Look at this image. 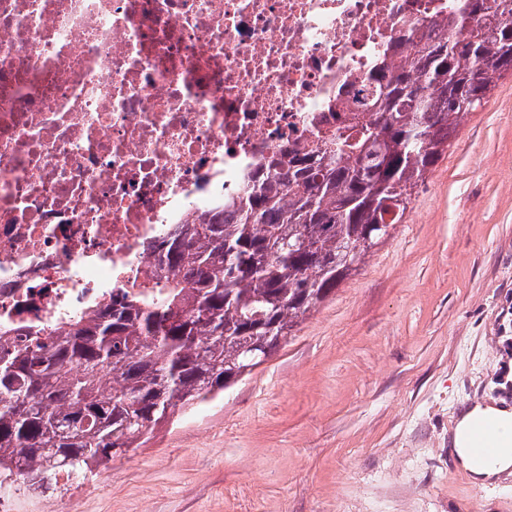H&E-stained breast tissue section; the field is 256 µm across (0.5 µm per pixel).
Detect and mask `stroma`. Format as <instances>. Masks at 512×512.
Listing matches in <instances>:
<instances>
[{
  "label": "stroma",
  "instance_id": "stroma-1",
  "mask_svg": "<svg viewBox=\"0 0 512 512\" xmlns=\"http://www.w3.org/2000/svg\"><path fill=\"white\" fill-rule=\"evenodd\" d=\"M488 396L512 401L511 76L263 364L14 512H512V473L475 486L448 448Z\"/></svg>",
  "mask_w": 512,
  "mask_h": 512
}]
</instances>
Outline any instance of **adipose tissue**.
<instances>
[{
	"instance_id": "1",
	"label": "adipose tissue",
	"mask_w": 512,
	"mask_h": 512,
	"mask_svg": "<svg viewBox=\"0 0 512 512\" xmlns=\"http://www.w3.org/2000/svg\"><path fill=\"white\" fill-rule=\"evenodd\" d=\"M479 422L492 424L496 429L498 450L490 458H480L474 451L470 433ZM453 458L467 472L474 484L487 486L503 473L512 470V404L502 398L490 397L465 406L448 433Z\"/></svg>"
}]
</instances>
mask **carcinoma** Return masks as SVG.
<instances>
[{"label":"carcinoma","instance_id":"cac0c4a2","mask_svg":"<svg viewBox=\"0 0 512 512\" xmlns=\"http://www.w3.org/2000/svg\"><path fill=\"white\" fill-rule=\"evenodd\" d=\"M394 38L355 106L169 233L156 295L0 331V488L49 490L237 383L402 223L463 119L512 74V0H462ZM78 366L72 371V366Z\"/></svg>","mask_w":512,"mask_h":512}]
</instances>
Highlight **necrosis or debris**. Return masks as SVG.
I'll return each mask as SVG.
<instances>
[{"label":"necrosis or debris","instance_id":"4bbe7bcc","mask_svg":"<svg viewBox=\"0 0 512 512\" xmlns=\"http://www.w3.org/2000/svg\"><path fill=\"white\" fill-rule=\"evenodd\" d=\"M441 0H0V326L157 285L154 248L309 144Z\"/></svg>","mask_w":512,"mask_h":512}]
</instances>
